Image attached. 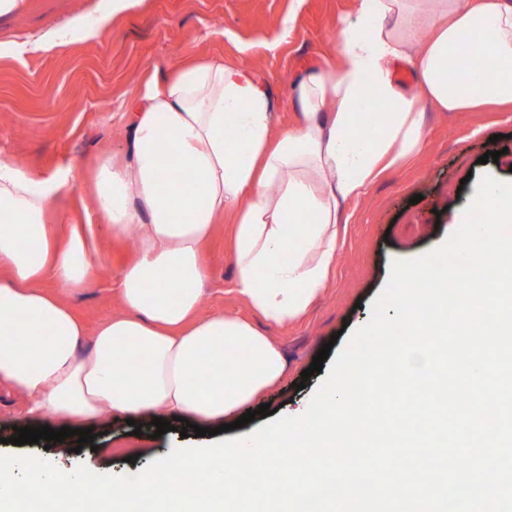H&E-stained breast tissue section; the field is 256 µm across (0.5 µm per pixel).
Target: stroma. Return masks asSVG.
Here are the masks:
<instances>
[{
	"mask_svg": "<svg viewBox=\"0 0 512 512\" xmlns=\"http://www.w3.org/2000/svg\"><path fill=\"white\" fill-rule=\"evenodd\" d=\"M110 14L94 40L74 33L46 53L18 60L12 44L35 41L83 14ZM353 0H135L111 14L102 0H29L26 9L0 15V155L49 177L65 166L76 182L57 202L53 230L86 235L98 265V277L69 298L87 328L111 319L119 306L112 281L132 259L135 248L112 236L91 205L90 175L98 160L125 162L128 154V101L147 83L171 74L191 59L240 63L263 79L278 112V123H294L298 108L292 87L323 59L337 56L338 25L354 20ZM425 146L389 170L369 192L348 204L349 221L339 227L336 268L330 285L306 317L263 331L287 361L282 380L266 390L261 403L278 414L307 402L325 373L302 379L323 344L338 355L346 331L365 325L370 305L385 286L392 261L428 252L452 233V218L483 175L512 180V112H439L421 104ZM497 162L481 163L486 152ZM234 226L216 225L201 253L211 278L201 314L215 310L252 318L234 286ZM154 416L133 419L116 413L94 422L93 446L9 444L15 428L42 425L58 430L62 419L29 416L15 404L0 408V438L5 451L37 454L55 466L91 465L101 472L144 468L156 451L198 444L196 435H156ZM139 423L140 435L130 433ZM136 448L139 459L123 461L120 451Z\"/></svg>",
	"mask_w": 512,
	"mask_h": 512,
	"instance_id": "stroma-1",
	"label": "stroma"
}]
</instances>
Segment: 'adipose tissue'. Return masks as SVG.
<instances>
[{
  "mask_svg": "<svg viewBox=\"0 0 512 512\" xmlns=\"http://www.w3.org/2000/svg\"><path fill=\"white\" fill-rule=\"evenodd\" d=\"M477 30L488 72L466 64ZM339 38V58L296 84L290 127L276 128L265 82L241 64L184 65L131 101L133 162H98L93 201L113 234L136 237L137 255L113 283L123 314L94 334L63 299L92 282L93 254L49 224L71 170L46 178L0 157V385L23 395L27 414L231 416L285 361L250 322L199 313L201 247L224 214L235 217L236 292L268 324L297 320L327 286L342 203L421 146L419 99L443 112L512 107V0H355ZM398 61L416 92L395 80ZM175 170L192 181L172 180ZM47 277L54 290L41 288ZM130 345L146 369L126 367Z\"/></svg>",
  "mask_w": 512,
  "mask_h": 512,
  "instance_id": "1",
  "label": "adipose tissue"
}]
</instances>
